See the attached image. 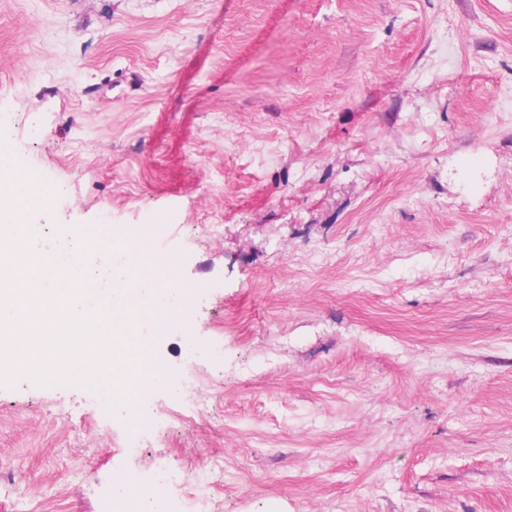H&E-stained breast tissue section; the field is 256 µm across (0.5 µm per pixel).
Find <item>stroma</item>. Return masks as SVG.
Returning <instances> with one entry per match:
<instances>
[{
  "instance_id": "35a3bbf8",
  "label": "stroma",
  "mask_w": 512,
  "mask_h": 512,
  "mask_svg": "<svg viewBox=\"0 0 512 512\" xmlns=\"http://www.w3.org/2000/svg\"><path fill=\"white\" fill-rule=\"evenodd\" d=\"M1 140L47 237L200 295L145 341L182 394L0 386V512L210 458L218 512H512V0H0Z\"/></svg>"
}]
</instances>
